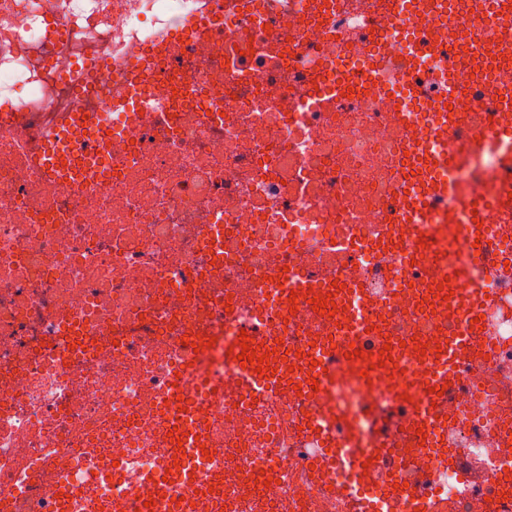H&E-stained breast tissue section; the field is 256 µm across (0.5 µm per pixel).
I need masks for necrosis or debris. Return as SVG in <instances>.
Listing matches in <instances>:
<instances>
[{"instance_id": "obj_1", "label": "necrosis or debris", "mask_w": 512, "mask_h": 512, "mask_svg": "<svg viewBox=\"0 0 512 512\" xmlns=\"http://www.w3.org/2000/svg\"><path fill=\"white\" fill-rule=\"evenodd\" d=\"M400 11L401 0H339L314 16L260 0L235 12L153 61L137 93L157 111L113 136L104 158L73 145L67 161L84 171L73 187L30 160L55 116L111 105L156 22L220 15L224 0H0V496L12 512H55L58 474L89 490L84 512L110 500L136 512L141 477L169 445L168 385L197 366L224 383L218 403L204 390L185 396L220 465L200 512H347L342 473L312 451V388L295 392L289 371L267 388L237 386L219 349L195 363L193 340L236 329L277 334L290 365L364 351L330 398L363 416L366 447L383 451L366 484L409 483L446 498L448 512H512V277L489 273L512 261V223L489 218L453 251L426 225L417 267L372 247L402 133L359 93L298 108L340 76L362 87L374 44L406 46ZM216 228L220 248L209 244ZM351 237L359 251L326 253L328 240ZM461 261L499 307L455 369L460 386L435 399L442 449L406 422L391 377H421L420 345L455 335L445 300L427 295ZM284 266L369 288L370 334L339 335L303 298L290 312L266 283ZM384 349L390 359L372 366ZM368 376L381 391L364 387ZM463 458L481 481L458 471ZM95 459L122 469L94 473Z\"/></svg>"}]
</instances>
